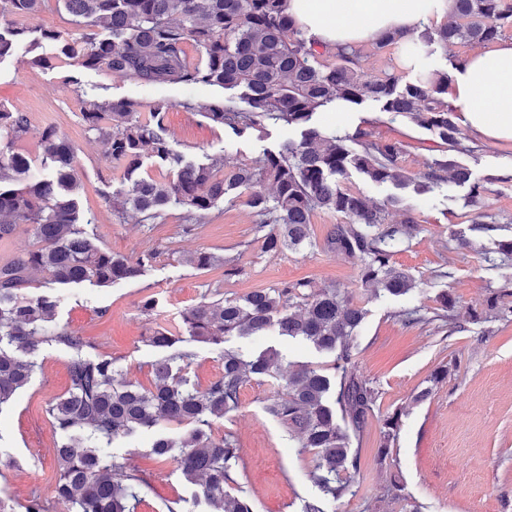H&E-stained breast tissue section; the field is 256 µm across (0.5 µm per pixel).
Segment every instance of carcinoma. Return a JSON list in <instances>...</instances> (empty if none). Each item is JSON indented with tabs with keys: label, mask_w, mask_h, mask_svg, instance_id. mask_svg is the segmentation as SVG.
<instances>
[{
	"label": "carcinoma",
	"mask_w": 512,
	"mask_h": 512,
	"mask_svg": "<svg viewBox=\"0 0 512 512\" xmlns=\"http://www.w3.org/2000/svg\"><path fill=\"white\" fill-rule=\"evenodd\" d=\"M47 2L0 0V61L22 43L33 50L45 41L56 42L61 55L82 68L120 73L145 84L239 92L249 106L246 112L222 101L205 106L201 116L216 126L241 132L273 120L300 132L299 141L264 151L257 166L226 173L222 155L196 163L172 152L161 135L165 105H156L143 119L137 101L94 102L82 112L84 123L98 135L105 157L124 168L127 182L113 197L117 214L130 209L153 223L174 201L186 208V220L198 222L229 191L247 187L252 189L249 205L268 227L265 251L309 243L315 210L340 213L348 222L333 225L324 245L359 261L363 287L392 296L415 287L412 275L392 262L394 253L419 233L414 214L407 211L400 223L389 224L384 206L340 183L354 169L374 183L404 184L400 145L365 140L352 150V137L327 134L313 118L331 102H381L383 111L408 117L448 145L450 154L433 160L424 174L422 191L445 179L465 185L471 172L452 155L460 145L456 110L440 98L447 75L435 70L431 78L402 88L392 77L366 81L360 55L350 47L327 51L334 62L324 63L316 41L304 37L288 14L287 0H56L82 30L78 38L31 23ZM454 3L457 20L421 33L423 46L436 44L448 52L459 45L493 43L512 29V0ZM190 42L199 48L196 60L188 55ZM28 124L24 110L0 109V241L16 225L29 224L39 242L36 249L0 262V413L31 384L39 368L34 355L42 347L68 351V387L46 405L59 434L55 497L63 512H134L139 476L126 463L107 458L102 445L162 423L183 432L157 434L150 455L172 460L185 481L200 485L208 512H253L250 502L224 489L230 480L228 464L240 460L239 449L211 433L214 419L237 408L240 388L251 375L279 381L281 391L266 410L294 434L298 447L315 453L311 478L322 493L340 498L348 489L341 474L358 468L360 451L351 448L362 442L376 401L375 389L356 373L353 362L355 331L365 312L339 289L316 290L302 280L242 299L201 301L183 311L178 327L157 325L145 335L147 345L173 350L151 365L150 385L116 379L112 356L89 355L95 347L90 339L54 324L63 300L56 286H112L138 278L152 266L156 252L130 260L101 247L81 222L74 148L54 128H46L40 143L46 173L30 176L28 157L13 149ZM146 158L175 168L172 180L161 184L135 176ZM265 182L272 185L270 197L258 189ZM34 271L44 273L51 288L31 293ZM439 304L435 318L452 321V294H442ZM271 328L334 354L339 380L308 365L283 373L280 355L271 347L249 358L223 347L231 336H263ZM186 335L215 346L222 360V374L204 388L188 376L195 353L176 348ZM383 428L380 458L400 429L399 412L387 415ZM19 507L45 512L37 498L20 505L0 495V512Z\"/></svg>",
	"instance_id": "carcinoma-1"
}]
</instances>
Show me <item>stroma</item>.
I'll use <instances>...</instances> for the list:
<instances>
[{"mask_svg": "<svg viewBox=\"0 0 512 512\" xmlns=\"http://www.w3.org/2000/svg\"><path fill=\"white\" fill-rule=\"evenodd\" d=\"M361 75L366 80L388 76L413 83L422 73L398 63V45L360 44ZM28 46H19L0 61V106L18 107L29 116L27 133L15 143L27 155L31 172L41 175L39 149L46 126H55L74 147L80 206L86 230L112 253L137 257L156 250L158 256L143 277L108 287L82 283L64 289L57 311L58 325L89 337L100 352L110 354L121 378L147 382L161 350L146 345L147 327H175L185 308L221 296L239 298L261 288L307 280L314 288L336 286L363 308L357 330L355 367L377 391L369 433L361 446V461L349 477L348 493L337 500L322 499L310 478L311 451L266 411L277 387L264 377L242 385L237 409L215 419L212 434L230 438L243 463L233 470L231 492L245 497L253 512H303L305 501L322 499L325 512H512V317L474 320L486 300L503 286L512 287V260L495 253V243L512 237V141L487 142L470 131L461 134L471 152L462 163L471 171V184L485 191L473 205L465 200L471 185L442 181L430 192L417 186L431 162L444 148L428 131L410 119L382 111L368 101L355 111L335 104L320 109L314 122L338 135L357 127L367 139L402 146L399 164L409 178L407 187L378 185L352 171L344 188L385 205L388 223L397 224L412 210L421 231L393 262L415 279V289L391 296L365 289L359 263L325 249L330 225L344 223L343 215L317 211L311 216V243L297 250L265 251L259 218L248 204L250 192L240 188L225 196L197 224L183 220L185 209L171 204L156 224L141 222L135 212L116 216L111 202L124 189V170L103 155L89 133L82 112L103 99L130 98L149 114L157 103L167 106L162 136L170 148L193 162L220 154L225 168L252 166L264 150L297 140V133L264 121L244 134L214 126L198 106L235 99V92L218 87L145 85L120 74H103L57 59L54 68L30 64ZM195 111L185 109V102ZM482 228H475L474 219ZM207 251L234 259L238 271L199 270L192 254ZM456 299L454 330H438L431 317L441 293ZM155 298L154 310L141 309L143 299ZM418 309L420 322L405 323L403 311ZM227 348L250 353L278 349L291 365L332 368L334 358L305 343L276 334L232 337ZM66 351L44 348L39 369L29 387L0 413V457L14 459L13 468L0 472V489L18 503L39 498L47 512H62L55 498L56 466L53 448L58 435L45 412L46 403L68 386ZM448 374L438 383L430 377L438 368ZM428 397H421V390ZM401 411V425L385 459H378L382 420ZM153 432L118 438L108 447L125 459L143 481L135 512H192L197 486L182 478L170 460L150 458ZM400 485L393 496L392 485Z\"/></svg>", "mask_w": 512, "mask_h": 512, "instance_id": "35a3bbf8", "label": "stroma"}]
</instances>
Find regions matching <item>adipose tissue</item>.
<instances>
[{
	"label": "adipose tissue",
	"instance_id": "ef3b65f1",
	"mask_svg": "<svg viewBox=\"0 0 512 512\" xmlns=\"http://www.w3.org/2000/svg\"><path fill=\"white\" fill-rule=\"evenodd\" d=\"M453 0H288L298 26L328 47H352L398 30L418 34ZM465 125L487 140H512V40L471 53L449 74Z\"/></svg>",
	"mask_w": 512,
	"mask_h": 512
}]
</instances>
